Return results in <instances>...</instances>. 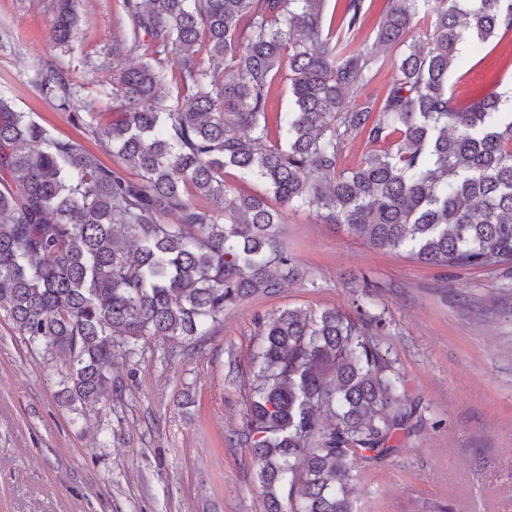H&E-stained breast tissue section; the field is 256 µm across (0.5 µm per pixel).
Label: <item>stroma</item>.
Here are the masks:
<instances>
[{"label":"stroma","mask_w":512,"mask_h":512,"mask_svg":"<svg viewBox=\"0 0 512 512\" xmlns=\"http://www.w3.org/2000/svg\"><path fill=\"white\" fill-rule=\"evenodd\" d=\"M53 0H0V91L18 111L116 165L105 118L110 89L141 54L124 48L123 0H80L68 49L51 40ZM471 70L448 86L470 99L512 85V37L465 48ZM50 60L103 92L96 133L71 123L35 80ZM284 237L304 282L226 310L197 344L141 343L112 362L121 398L75 412L56 393L63 358L30 350L0 314V512H264L242 433L254 380L255 322L284 308L354 311L385 320L379 341L418 406L379 463L351 466L356 512H512V266L448 269L410 260L287 208ZM109 447L98 445L101 432Z\"/></svg>","instance_id":"1"}]
</instances>
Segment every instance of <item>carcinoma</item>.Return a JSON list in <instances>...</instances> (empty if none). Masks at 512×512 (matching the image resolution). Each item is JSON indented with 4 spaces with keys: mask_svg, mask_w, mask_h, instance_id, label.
<instances>
[{
    "mask_svg": "<svg viewBox=\"0 0 512 512\" xmlns=\"http://www.w3.org/2000/svg\"><path fill=\"white\" fill-rule=\"evenodd\" d=\"M326 2L124 0L126 48L147 43L152 56L117 81L122 112L107 136L118 169L0 92V311L30 349L66 360L62 405L111 407L123 391L113 358L149 338L200 340L226 309L303 279L281 229L287 205L420 263L512 264V110L503 93L461 101L448 87L461 44L512 33V0H388L370 49L356 42L367 0H345L339 15ZM77 4L55 0L61 47ZM425 21L427 42L407 43ZM201 43L222 78L198 60ZM386 64L390 79L364 93ZM285 67L292 106L272 128L268 97ZM38 76L96 132L82 111L88 86L51 61ZM353 135L368 151L342 167ZM229 169L264 193L232 194ZM384 326L360 304L354 317L288 308L258 319L244 437L265 512H355L349 464L384 458L411 426L416 407L377 339Z\"/></svg>",
    "mask_w": 512,
    "mask_h": 512,
    "instance_id": "cac0c4a2",
    "label": "carcinoma"
}]
</instances>
